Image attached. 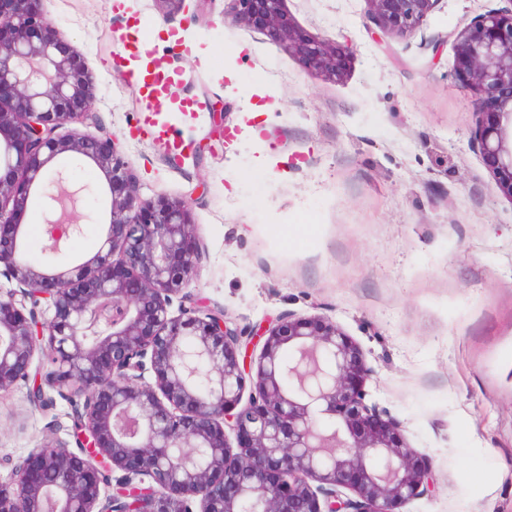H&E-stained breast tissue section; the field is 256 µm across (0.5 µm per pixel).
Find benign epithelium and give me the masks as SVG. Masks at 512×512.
Wrapping results in <instances>:
<instances>
[{
  "label": "benign epithelium",
  "mask_w": 512,
  "mask_h": 512,
  "mask_svg": "<svg viewBox=\"0 0 512 512\" xmlns=\"http://www.w3.org/2000/svg\"><path fill=\"white\" fill-rule=\"evenodd\" d=\"M44 2L0 0V267L53 314L40 322L0 296V390L29 377L36 351L47 353L51 370L30 396L58 388L84 399L73 432L80 453L30 452L0 483V512H192L193 497L199 512H396L429 492V466L369 399L374 370L337 325L285 316L247 361L242 340L258 332L197 305L169 314L199 256L188 204L142 198L116 138L56 135L91 108L94 84ZM228 2L224 20L262 31L317 74L344 78L349 51L301 32L283 0ZM365 2L379 29L407 36L437 0ZM454 46L477 110L471 143L512 203V11L477 17ZM66 154L105 173L111 217L92 258L45 270L23 255L22 218L40 187L53 249L79 232V202L67 207L62 192L69 170L47 179L46 166ZM114 467L126 477L103 499Z\"/></svg>",
  "instance_id": "benign-epithelium-1"
}]
</instances>
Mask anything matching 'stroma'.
<instances>
[{
	"label": "stroma",
	"mask_w": 512,
	"mask_h": 512,
	"mask_svg": "<svg viewBox=\"0 0 512 512\" xmlns=\"http://www.w3.org/2000/svg\"><path fill=\"white\" fill-rule=\"evenodd\" d=\"M154 0H48L59 32L95 80L87 116L62 133L118 135L141 197L183 198L198 270L172 302L265 327L287 314L336 323L374 374L369 397L429 464L431 494L403 512H512V202L472 146L475 107L455 74L453 34L507 0H438L411 35L380 31L364 0H284L309 34L352 50L338 82L261 32ZM194 112L161 122L134 82L130 25ZM198 48L208 57L195 56ZM90 188L67 256L85 261L109 222L110 193ZM28 258L49 240L41 193L23 218ZM76 399L43 404L21 380L0 390V482L29 451L74 446Z\"/></svg>",
	"instance_id": "obj_1"
}]
</instances>
